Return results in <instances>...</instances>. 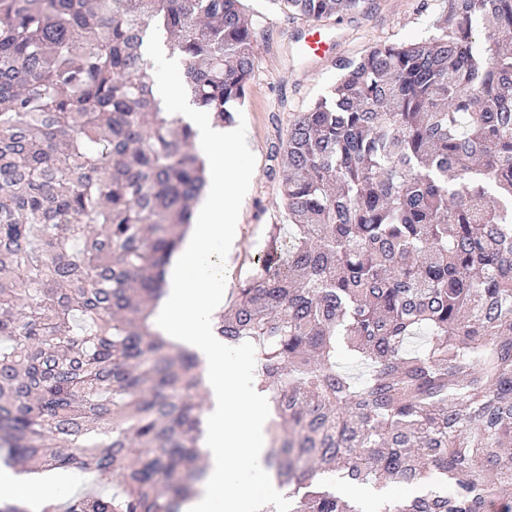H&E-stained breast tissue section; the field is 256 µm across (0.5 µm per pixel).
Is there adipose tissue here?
<instances>
[{
    "label": "adipose tissue",
    "mask_w": 512,
    "mask_h": 512,
    "mask_svg": "<svg viewBox=\"0 0 512 512\" xmlns=\"http://www.w3.org/2000/svg\"><path fill=\"white\" fill-rule=\"evenodd\" d=\"M154 94L191 124L196 132L194 147L204 150L211 163L192 230L169 267L154 316L157 331L167 341L193 351L203 368L207 478L186 509L282 512L288 489L277 482L266 463L265 394L232 361L214 329L233 249L225 215L236 206L246 178L245 172L234 168L248 150L246 135L214 127L207 113L190 103L183 84L157 81Z\"/></svg>",
    "instance_id": "ef3b65f1"
}]
</instances>
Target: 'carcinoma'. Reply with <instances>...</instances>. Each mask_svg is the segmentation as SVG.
Here are the masks:
<instances>
[{"instance_id":"obj_1","label":"carcinoma","mask_w":512,"mask_h":512,"mask_svg":"<svg viewBox=\"0 0 512 512\" xmlns=\"http://www.w3.org/2000/svg\"><path fill=\"white\" fill-rule=\"evenodd\" d=\"M239 3L0 0V461L90 481L39 512H183L204 480L202 369L152 316L205 161L141 47L164 37L231 125ZM337 67L282 145L288 242L271 225L216 315L280 419L267 464L288 512H512V0H445L426 37Z\"/></svg>"}]
</instances>
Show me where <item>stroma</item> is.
<instances>
[{
	"instance_id": "stroma-1",
	"label": "stroma",
	"mask_w": 512,
	"mask_h": 512,
	"mask_svg": "<svg viewBox=\"0 0 512 512\" xmlns=\"http://www.w3.org/2000/svg\"><path fill=\"white\" fill-rule=\"evenodd\" d=\"M240 6L254 23L257 37L249 91L234 123L247 134L251 153L246 162L248 192L231 216L239 231V251L225 289L229 297L256 268L270 226L285 221L281 169L274 154L287 139L290 120L327 94L338 78L339 59L359 58L384 41L426 36L444 0H374L367 12L322 19L332 53L317 61L302 51L309 21L293 17L271 0H240Z\"/></svg>"
}]
</instances>
